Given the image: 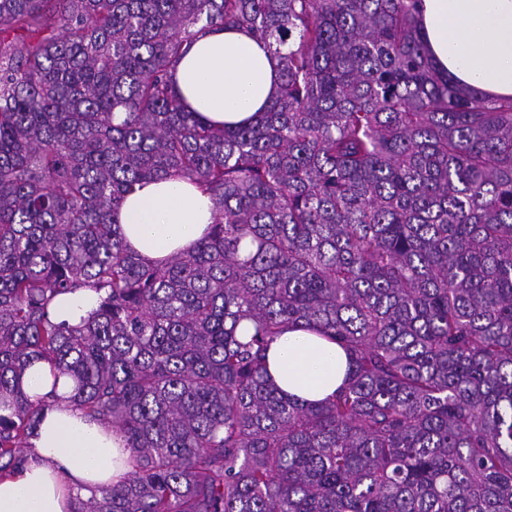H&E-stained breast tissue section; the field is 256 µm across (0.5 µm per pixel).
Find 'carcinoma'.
<instances>
[{
	"mask_svg": "<svg viewBox=\"0 0 512 512\" xmlns=\"http://www.w3.org/2000/svg\"><path fill=\"white\" fill-rule=\"evenodd\" d=\"M419 2L0 0V476L41 360L134 460L73 512H512V97L436 69ZM214 27L280 61L255 124L174 90ZM172 175L213 224L150 263L113 217ZM291 327L348 355L323 402L267 378ZM97 295L88 289L68 293L56 300L50 308L51 317L56 321H66L77 325L96 304Z\"/></svg>",
	"mask_w": 512,
	"mask_h": 512,
	"instance_id": "carcinoma-1",
	"label": "carcinoma"
}]
</instances>
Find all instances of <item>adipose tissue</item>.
<instances>
[{
    "label": "adipose tissue",
    "mask_w": 512,
    "mask_h": 512,
    "mask_svg": "<svg viewBox=\"0 0 512 512\" xmlns=\"http://www.w3.org/2000/svg\"><path fill=\"white\" fill-rule=\"evenodd\" d=\"M419 19L440 73L512 97V0H421ZM173 80L190 110L212 125L249 124L277 97L280 62L251 34L218 28L193 37ZM115 220L132 250L162 260L194 250L212 222V203L190 182L167 177L129 194ZM267 373L289 398L316 402L342 385L347 359L336 343L295 328L271 344ZM28 446L25 465L0 477V512H71V492L100 490L133 470L116 430L64 401L43 411Z\"/></svg>",
    "instance_id": "adipose-tissue-1"
}]
</instances>
